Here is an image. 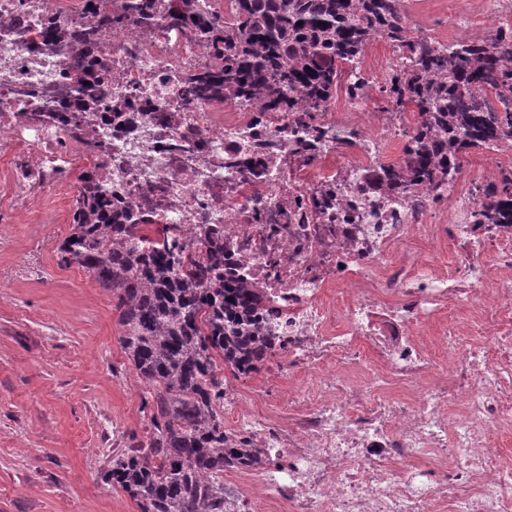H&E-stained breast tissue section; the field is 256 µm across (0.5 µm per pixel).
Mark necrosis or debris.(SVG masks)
Segmentation results:
<instances>
[{"label":"necrosis or debris","mask_w":512,"mask_h":512,"mask_svg":"<svg viewBox=\"0 0 512 512\" xmlns=\"http://www.w3.org/2000/svg\"><path fill=\"white\" fill-rule=\"evenodd\" d=\"M85 4L0 0V223L78 193L84 159L114 208L200 260L223 251L262 289L270 362L315 387L289 385L287 411L263 416L266 388L225 385L232 435L263 454L225 484L224 512H512V456L493 441L512 431V225L473 223L463 179L359 185L414 132L374 107L400 50L360 59L346 111L267 112L188 93L218 61L184 27L116 29L125 0ZM102 58L106 75L84 69ZM82 80L97 102L74 112Z\"/></svg>","instance_id":"obj_1"}]
</instances>
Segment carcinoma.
<instances>
[{"mask_svg": "<svg viewBox=\"0 0 512 512\" xmlns=\"http://www.w3.org/2000/svg\"><path fill=\"white\" fill-rule=\"evenodd\" d=\"M155 9V0H132L125 13L149 20ZM169 17L222 61L190 76V92L254 101L268 112L323 111L339 75L356 77L377 32L406 51L405 67L381 92L393 110L423 120L399 162L367 169L365 190L451 183L468 150L512 132V27L436 47L415 36L397 0H232L222 26L196 0H177ZM79 180L59 264L85 269L112 291L121 347L149 393L147 439L112 459L102 480L128 492L140 512H224V470L252 466L261 454L224 432V370L248 375L268 359L276 337L257 323L265 296L226 273L216 254L204 263L166 238L145 245L91 172ZM476 219L512 224L511 178L482 187Z\"/></svg>", "mask_w": 512, "mask_h": 512, "instance_id": "obj_1", "label": "carcinoma"}]
</instances>
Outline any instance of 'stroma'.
Wrapping results in <instances>:
<instances>
[{
    "label": "stroma",
    "mask_w": 512,
    "mask_h": 512,
    "mask_svg": "<svg viewBox=\"0 0 512 512\" xmlns=\"http://www.w3.org/2000/svg\"><path fill=\"white\" fill-rule=\"evenodd\" d=\"M481 17L483 0H411L419 23L447 42L486 37L448 25L450 10ZM66 224L37 214L0 224V512H140L101 473L145 439L146 386L119 342L110 292L55 248Z\"/></svg>",
    "instance_id": "1"
}]
</instances>
